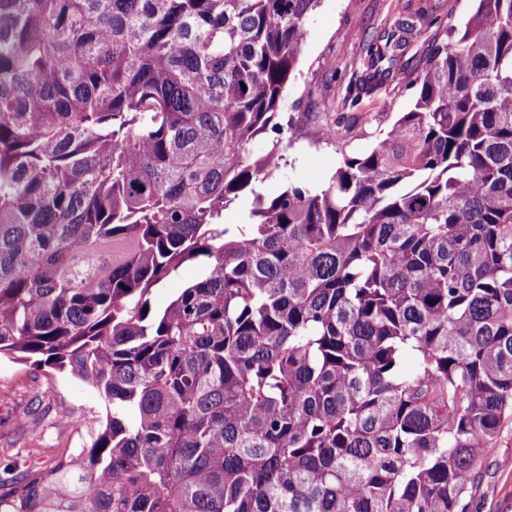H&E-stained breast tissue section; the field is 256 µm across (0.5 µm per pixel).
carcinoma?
<instances>
[{
  "label": "carcinoma",
  "instance_id": "1",
  "mask_svg": "<svg viewBox=\"0 0 512 512\" xmlns=\"http://www.w3.org/2000/svg\"><path fill=\"white\" fill-rule=\"evenodd\" d=\"M319 2L0 0V357L105 404L0 512H470L512 425V0L427 15L411 108L267 197ZM201 273L202 268L198 263L183 266L176 277L165 281L155 289L154 300L158 303L167 302L173 295L179 292L180 288H184L188 283L197 280Z\"/></svg>",
  "mask_w": 512,
  "mask_h": 512
}]
</instances>
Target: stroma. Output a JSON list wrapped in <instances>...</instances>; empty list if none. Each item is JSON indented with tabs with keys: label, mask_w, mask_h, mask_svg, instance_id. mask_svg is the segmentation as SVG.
<instances>
[{
	"label": "stroma",
	"mask_w": 512,
	"mask_h": 512,
	"mask_svg": "<svg viewBox=\"0 0 512 512\" xmlns=\"http://www.w3.org/2000/svg\"><path fill=\"white\" fill-rule=\"evenodd\" d=\"M471 0H321L311 13L281 110L297 116L295 133L285 134L277 174L262 187L273 195L291 181L326 183L343 155H358L373 137L354 136L334 147L316 143L319 113L356 111L380 114L394 122L413 102L399 71L368 78V42L405 13L436 11L449 23L464 22ZM368 78L358 104L347 98L349 81ZM105 406L89 385L48 367L8 357L0 359V480L8 467L46 464L76 454ZM512 428L500 438L487 462V474L472 502V512H512Z\"/></svg>",
	"instance_id": "1"
}]
</instances>
